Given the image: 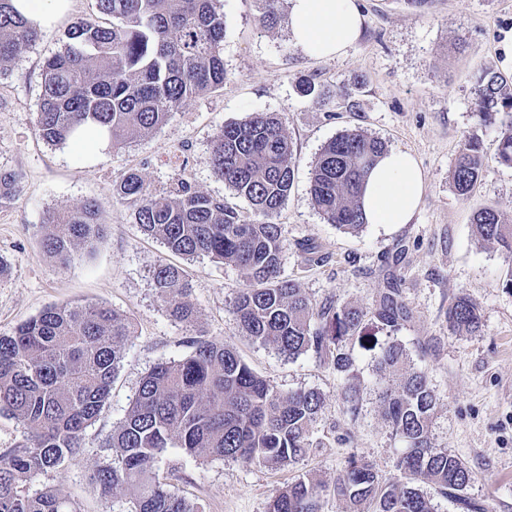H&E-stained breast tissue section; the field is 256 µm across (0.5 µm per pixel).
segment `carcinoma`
Listing matches in <instances>:
<instances>
[{"label":"carcinoma","instance_id":"cac0c4a2","mask_svg":"<svg viewBox=\"0 0 512 512\" xmlns=\"http://www.w3.org/2000/svg\"><path fill=\"white\" fill-rule=\"evenodd\" d=\"M216 2L96 0L112 24L74 23L64 49L43 62L36 113L42 140L53 146L99 135L120 147L162 126L186 101L223 87L224 15ZM258 2V25L276 27L285 0ZM38 36L13 0H0V70ZM478 84L482 121L492 123L500 113L512 112V87L505 77L489 71ZM385 151L382 139L361 129L343 131L324 145L309 191L327 223L347 233L362 230L363 185ZM292 152L283 121L266 112L225 124L211 142L214 176L249 202L259 222L242 220L224 200L196 190L183 177L157 194L130 170L113 192L132 209L144 233L170 251L235 265L246 281L232 308L241 333L290 358L311 352L331 363L343 380L340 399L352 420L362 414L367 389L357 374L354 348L369 341V323L389 333L374 356V375L381 377L382 419L404 445L396 462L399 477L385 481L364 455L352 454L334 486L347 512H438L421 482L464 512H485L469 496L471 468L434 442L440 398L427 371L412 362L396 337L411 319L398 284L383 289L371 308L332 301L317 306L295 280L281 274L282 225L272 218L293 185ZM497 159L512 167V127L499 141ZM485 171L479 142H464L451 171L457 193L468 194ZM44 224L46 251L62 265L101 228L92 201L50 211ZM473 231L508 256L505 287L512 290V222L487 208L475 214ZM153 283L175 319L194 322L182 268L157 265ZM448 327L459 336L479 332L481 314L467 296H457L448 307ZM131 328L129 319L103 306L54 305L0 335V414L29 430L25 443L0 453V512H81L58 490L46 486L32 493L29 485L82 447L86 429L109 399ZM323 406L320 391L300 388L284 394L232 346L197 340L188 357L159 363L144 376L108 441L116 455L96 469L95 479L106 492L125 490L131 512H200L159 480L157 466L167 449L246 466L290 468L326 447L318 435ZM324 491L320 481L304 475L272 496L269 512H317Z\"/></svg>","mask_w":512,"mask_h":512}]
</instances>
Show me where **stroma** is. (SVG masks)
Returning <instances> with one entry per match:
<instances>
[{
  "instance_id": "1",
  "label": "stroma",
  "mask_w": 512,
  "mask_h": 512,
  "mask_svg": "<svg viewBox=\"0 0 512 512\" xmlns=\"http://www.w3.org/2000/svg\"><path fill=\"white\" fill-rule=\"evenodd\" d=\"M356 4L364 16L358 41L340 57L314 59L295 46L287 23L270 31L258 27L257 0H220L223 87L188 100L165 125L119 149L50 146L35 125L44 60L63 49L75 22H112L98 12L96 0H70L64 17L41 30L0 76V172L19 179L18 193L0 199V259L10 269L0 277V333L47 306L77 302L109 307L132 323L110 397L82 448L37 478L32 490L53 487L77 501L81 512H129L126 492H103L92 475L111 460L105 443L144 375L157 363L187 357L199 339L232 345L280 392L321 391L325 403L318 430L326 446L295 467L277 470L196 459L171 448L159 464V478L169 490L201 512H268L277 490L308 474L327 486L319 512H346L332 486L351 453L364 455L382 479L397 477L400 445L380 417L375 392L367 393L362 416L350 420L338 398L342 380L331 364L311 354L286 358L239 332L232 307L244 280L235 266L205 255L172 254L135 224L128 205L112 191L114 181L131 169L161 193L182 176L236 208L245 221H255L248 202L212 175L210 143L226 123L275 112L293 141L294 182L274 218L283 227L284 276L314 303L364 308L372 307L388 278L399 282L413 315L401 339L441 400L434 440L471 467L470 494L488 512H512V291L503 285L511 264L497 246L478 241L472 229L474 214L487 207L512 219V167L496 159L512 115L499 114L496 123L486 124L476 107L480 73L502 70L497 44L512 30V0H432L419 10L406 0ZM307 77L326 90V98L300 94L298 83ZM354 128L417 159L426 190L411 223L370 224L349 234L315 209L309 184L317 156L337 134ZM469 137L481 142L487 168L462 197L450 171ZM89 199L98 205L105 232L59 267L42 247L43 218ZM305 243L316 247L322 263L306 262ZM400 246L406 249L402 261L386 264ZM160 263L185 271L196 309L193 324L172 318L159 300L152 270ZM460 294L481 313L476 335L448 329V307Z\"/></svg>"
}]
</instances>
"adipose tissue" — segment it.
Listing matches in <instances>:
<instances>
[{
	"instance_id": "obj_1",
	"label": "adipose tissue",
	"mask_w": 512,
	"mask_h": 512,
	"mask_svg": "<svg viewBox=\"0 0 512 512\" xmlns=\"http://www.w3.org/2000/svg\"><path fill=\"white\" fill-rule=\"evenodd\" d=\"M290 35L314 59L341 56L357 40L363 17L355 0H291ZM425 177L414 156L389 151L369 174L362 206L368 223L407 224L420 207Z\"/></svg>"
}]
</instances>
